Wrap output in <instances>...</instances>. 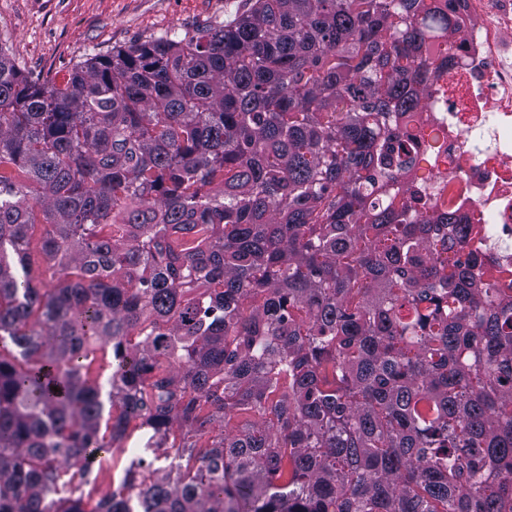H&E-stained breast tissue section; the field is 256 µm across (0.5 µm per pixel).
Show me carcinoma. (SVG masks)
Returning <instances> with one entry per match:
<instances>
[{
    "instance_id": "cac0c4a2",
    "label": "carcinoma",
    "mask_w": 512,
    "mask_h": 512,
    "mask_svg": "<svg viewBox=\"0 0 512 512\" xmlns=\"http://www.w3.org/2000/svg\"><path fill=\"white\" fill-rule=\"evenodd\" d=\"M456 33L245 0L59 85L0 52V512H512V268L430 197Z\"/></svg>"
}]
</instances>
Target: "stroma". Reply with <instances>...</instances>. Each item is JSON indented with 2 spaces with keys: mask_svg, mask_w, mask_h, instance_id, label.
Instances as JSON below:
<instances>
[{
  "mask_svg": "<svg viewBox=\"0 0 512 512\" xmlns=\"http://www.w3.org/2000/svg\"><path fill=\"white\" fill-rule=\"evenodd\" d=\"M244 0H0V52L26 75L59 82L77 64L153 35L180 38Z\"/></svg>",
  "mask_w": 512,
  "mask_h": 512,
  "instance_id": "35a3bbf8",
  "label": "stroma"
}]
</instances>
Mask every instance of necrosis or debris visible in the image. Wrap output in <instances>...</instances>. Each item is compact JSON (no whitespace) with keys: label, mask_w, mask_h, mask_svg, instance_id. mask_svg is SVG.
I'll return each instance as SVG.
<instances>
[{"label":"necrosis or debris","mask_w":512,"mask_h":512,"mask_svg":"<svg viewBox=\"0 0 512 512\" xmlns=\"http://www.w3.org/2000/svg\"><path fill=\"white\" fill-rule=\"evenodd\" d=\"M460 29L448 52V100L429 104L448 151V206L481 228L483 268L512 266V0H448Z\"/></svg>","instance_id":"obj_1"}]
</instances>
